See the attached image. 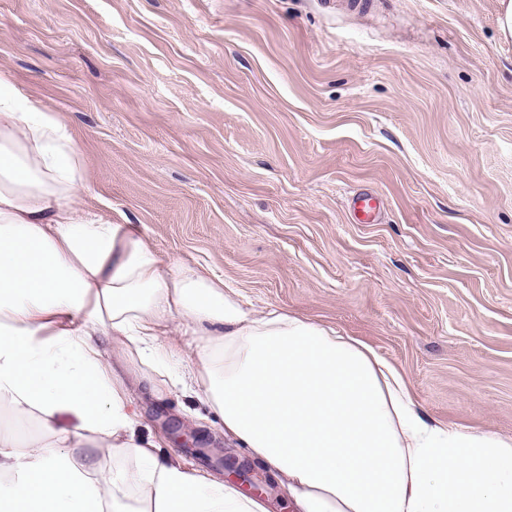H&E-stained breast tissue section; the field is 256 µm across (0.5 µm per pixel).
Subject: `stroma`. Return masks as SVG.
<instances>
[{"mask_svg": "<svg viewBox=\"0 0 512 512\" xmlns=\"http://www.w3.org/2000/svg\"><path fill=\"white\" fill-rule=\"evenodd\" d=\"M501 0H0V73L70 131L91 218L369 345L424 414L512 438ZM381 201L357 223L349 201ZM146 432L222 426L176 385ZM163 450H170L164 442Z\"/></svg>", "mask_w": 512, "mask_h": 512, "instance_id": "1", "label": "stroma"}]
</instances>
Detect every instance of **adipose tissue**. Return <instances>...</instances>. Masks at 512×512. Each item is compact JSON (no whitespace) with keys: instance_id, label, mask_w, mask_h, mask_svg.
Here are the masks:
<instances>
[{"instance_id":"1","label":"adipose tissue","mask_w":512,"mask_h":512,"mask_svg":"<svg viewBox=\"0 0 512 512\" xmlns=\"http://www.w3.org/2000/svg\"><path fill=\"white\" fill-rule=\"evenodd\" d=\"M74 140L0 75V512H267L161 457L113 368L199 398L294 512H512V440L441 425L366 344L162 262L131 224L82 216Z\"/></svg>"}]
</instances>
